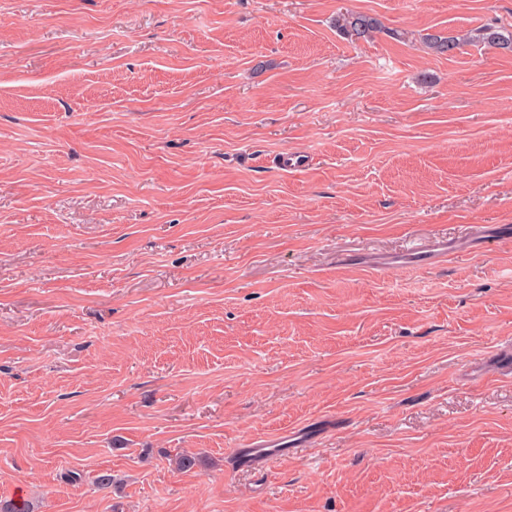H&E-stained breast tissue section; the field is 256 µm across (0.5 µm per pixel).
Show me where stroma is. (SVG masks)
<instances>
[{
	"mask_svg": "<svg viewBox=\"0 0 512 512\" xmlns=\"http://www.w3.org/2000/svg\"><path fill=\"white\" fill-rule=\"evenodd\" d=\"M489 23L0 0V501L512 512V53L421 42ZM336 29L352 42L371 39L375 33L386 32L394 37L401 35L397 30L386 28L375 17L352 11L341 12L336 16ZM423 39L429 51L435 54L445 55L452 53L456 49H460L461 46L467 43L470 37L451 33H427Z\"/></svg>",
	"mask_w": 512,
	"mask_h": 512,
	"instance_id": "stroma-1",
	"label": "stroma"
}]
</instances>
